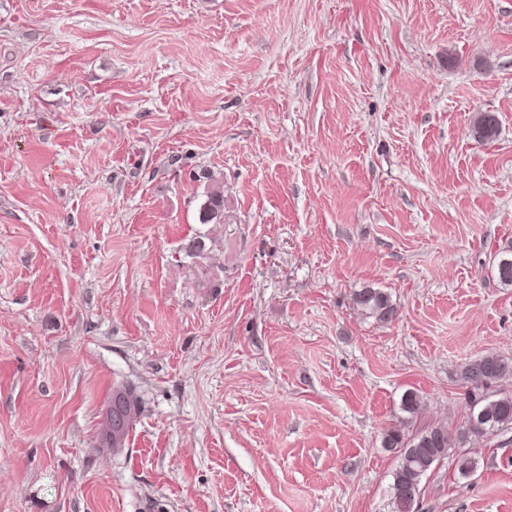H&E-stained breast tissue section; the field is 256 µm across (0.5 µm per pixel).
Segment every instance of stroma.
Instances as JSON below:
<instances>
[{
  "label": "stroma",
  "mask_w": 512,
  "mask_h": 512,
  "mask_svg": "<svg viewBox=\"0 0 512 512\" xmlns=\"http://www.w3.org/2000/svg\"><path fill=\"white\" fill-rule=\"evenodd\" d=\"M511 243L512 0H0V512H390ZM416 512H512V429ZM499 132V119L495 113L481 112L477 115L472 133L475 139L479 141H493ZM353 300L364 314L379 322L391 323L396 318V308L380 289L362 288L354 293ZM121 398L118 402H112V411L110 412V425L112 433L108 430V415L106 418V428L102 433L101 441L104 443H112V447L116 446L128 433L132 425V410H135L134 392L131 388L120 392Z\"/></svg>",
  "instance_id": "35a3bbf8"
}]
</instances>
